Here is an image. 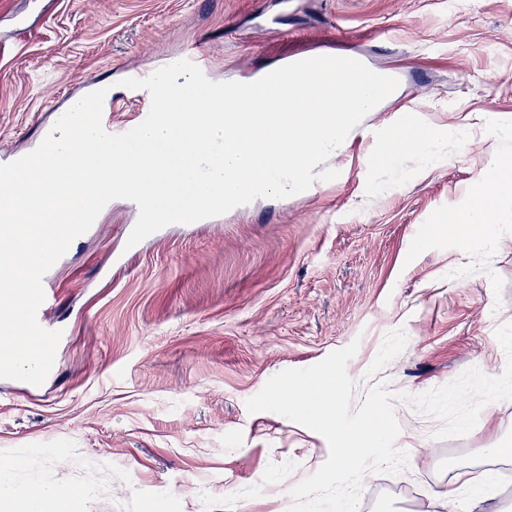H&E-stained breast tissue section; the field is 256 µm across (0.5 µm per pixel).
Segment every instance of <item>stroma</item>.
Segmentation results:
<instances>
[{"instance_id": "stroma-1", "label": "stroma", "mask_w": 512, "mask_h": 512, "mask_svg": "<svg viewBox=\"0 0 512 512\" xmlns=\"http://www.w3.org/2000/svg\"><path fill=\"white\" fill-rule=\"evenodd\" d=\"M210 29L214 82L335 48L399 86L316 190L134 248L138 210L119 199L53 265L65 331L42 385L0 379V457L23 460L17 483L68 487L67 512H287L328 444L245 402L354 341L358 403L375 385L418 395L506 366L512 243L443 229L474 192L493 196L497 143L427 158L414 137L512 118V0H0V151L32 152L90 83L122 96L127 70H157ZM395 413L409 465L364 478L359 512H442L451 469L512 472L497 454L512 448V401L443 440L411 404Z\"/></svg>"}]
</instances>
